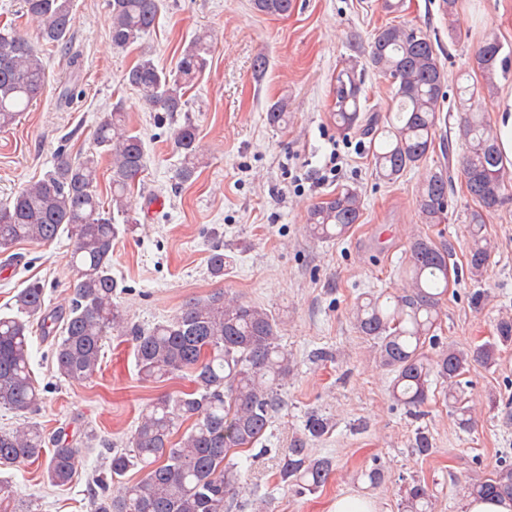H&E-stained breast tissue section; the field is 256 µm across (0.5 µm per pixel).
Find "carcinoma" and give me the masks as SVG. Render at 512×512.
<instances>
[{"instance_id": "carcinoma-1", "label": "carcinoma", "mask_w": 512, "mask_h": 512, "mask_svg": "<svg viewBox=\"0 0 512 512\" xmlns=\"http://www.w3.org/2000/svg\"><path fill=\"white\" fill-rule=\"evenodd\" d=\"M35 33L0 31V129L12 126L21 112L46 88L42 49L66 42L74 19L75 0H23ZM257 12L286 16L294 0H251ZM162 0H108L112 46L127 49L153 28ZM215 38L209 29L195 32L173 69L159 67L142 55L123 81L136 90L155 112L172 117L188 112V91L208 65ZM370 63L391 79L394 107L385 117L368 114L362 103V72L350 61L336 76L333 118L346 133L359 128L369 138L376 170L394 180L420 167L434 148L441 122L445 71L435 43L427 32L411 26H384L375 31ZM512 47L504 49L488 36L475 64L492 89L497 70L507 71ZM453 108L462 113L459 124L462 174L475 200L468 216V271L483 276L491 252L484 230L489 213L512 188V177L493 130L483 112L471 108L474 86L470 74L456 80ZM288 102L268 105L266 121L286 122ZM95 150L76 159L62 152L44 177L0 202V252L28 242L48 246L67 236L72 244L67 266L74 274L68 307L49 309L45 287L29 283L16 296L11 312L0 314V408L33 413L43 395L32 376L31 334L40 330L53 338L52 358L57 374L69 382L88 379L101 362L108 336H131L139 378L161 383L189 375L191 387L150 400L123 448L112 449L108 474L98 476L91 493L90 512H230L245 471L234 455L261 441L282 403L280 392L292 372V357L279 342V319L271 311L219 290L183 304L176 314L149 328L128 325L118 302L119 283L112 276V248L122 232L115 216L130 223L132 193L146 168L142 139L126 124L123 104L103 113L93 132ZM180 155L177 177L190 181L203 164L198 128L189 116L174 128ZM112 169L110 204L98 189L100 159ZM447 171L427 173L418 189V211L426 224H439L450 207ZM358 193L344 188L315 204L308 212L306 232L316 240L344 237L360 223ZM234 258L216 245L207 261L209 276L221 282ZM407 288L401 295L367 293L353 309L355 329L373 340L374 358L392 373L391 398L409 415L420 418L429 399L431 381L440 383L457 427L471 430L460 377L473 362L496 364L502 346L512 344V317L496 323V337L474 350L449 346L436 358L424 347L437 339L442 300L448 294V251L429 238L416 236L401 269ZM331 429L328 419L312 414L301 436L291 441L277 466L279 482L299 492L315 493L334 470L327 456L307 447ZM50 455L43 456L46 436L35 422L16 430H0V467L45 457L44 474L57 487L71 484L81 466L78 439L58 431ZM138 469L141 478L127 474ZM466 495L477 501L512 503V465L488 476L472 478ZM402 512H433L427 487L412 479L401 490Z\"/></svg>"}]
</instances>
